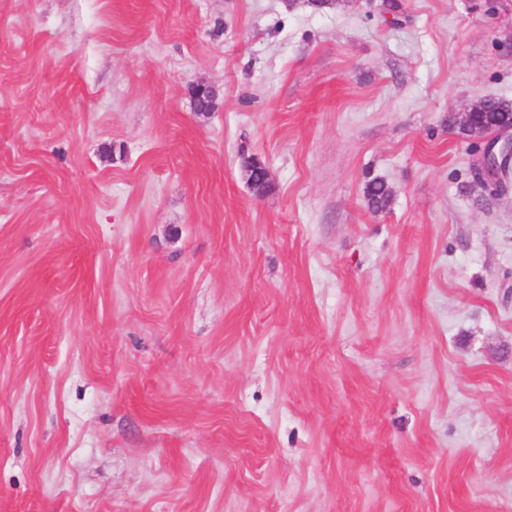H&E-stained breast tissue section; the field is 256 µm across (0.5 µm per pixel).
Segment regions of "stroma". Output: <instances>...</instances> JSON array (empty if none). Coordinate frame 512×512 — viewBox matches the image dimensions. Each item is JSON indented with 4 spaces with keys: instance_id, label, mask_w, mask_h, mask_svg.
Returning <instances> with one entry per match:
<instances>
[{
    "instance_id": "1",
    "label": "stroma",
    "mask_w": 512,
    "mask_h": 512,
    "mask_svg": "<svg viewBox=\"0 0 512 512\" xmlns=\"http://www.w3.org/2000/svg\"><path fill=\"white\" fill-rule=\"evenodd\" d=\"M398 3L0 0V512H512V0ZM468 121L462 117L448 115V128L457 130L463 136L471 137L485 133L498 125L512 122V101L500 98H485L479 108L470 111ZM500 137L487 144L482 159L474 171L476 181L487 184L498 181V164L502 157L509 155L512 158V125L501 128ZM365 196L369 208L379 212L386 209L390 204L392 191L383 180L373 179L367 184Z\"/></svg>"
}]
</instances>
